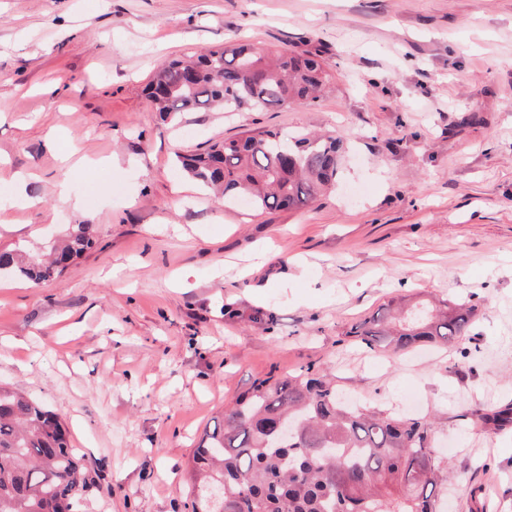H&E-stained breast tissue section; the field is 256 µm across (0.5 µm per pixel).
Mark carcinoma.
Listing matches in <instances>:
<instances>
[{"label": "carcinoma", "mask_w": 512, "mask_h": 512, "mask_svg": "<svg viewBox=\"0 0 512 512\" xmlns=\"http://www.w3.org/2000/svg\"><path fill=\"white\" fill-rule=\"evenodd\" d=\"M330 74L317 51L229 41L162 64L146 92L165 120L220 107H306ZM342 140L257 128L177 153L180 169L219 199L246 198L253 210L303 209L336 183ZM93 224H76L48 258L0 251V276L49 281L90 248ZM476 304L420 303L393 324L389 306L348 327L343 340L395 355L461 342ZM472 416L482 435L512 426V404ZM434 423L344 403L327 370L309 365L256 381L204 434L188 463L191 512H214L205 488L224 489L223 512H443L448 465L431 444ZM84 464L60 417L0 385V512H75Z\"/></svg>", "instance_id": "obj_1"}]
</instances>
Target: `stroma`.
<instances>
[{
	"instance_id": "obj_1",
	"label": "stroma",
	"mask_w": 512,
	"mask_h": 512,
	"mask_svg": "<svg viewBox=\"0 0 512 512\" xmlns=\"http://www.w3.org/2000/svg\"><path fill=\"white\" fill-rule=\"evenodd\" d=\"M237 36L320 50L328 92L150 111L159 66ZM254 128L339 131L335 187L255 212L174 164ZM0 190V250L97 227L59 277L0 279V384L64 422L83 512H189L204 430L256 379L311 364L366 404L434 416L448 512L479 485L512 512V432L484 440L471 416L512 400V0H0ZM406 295L478 305L464 368L454 346L392 360L342 344ZM259 308L270 329L246 322Z\"/></svg>"
}]
</instances>
